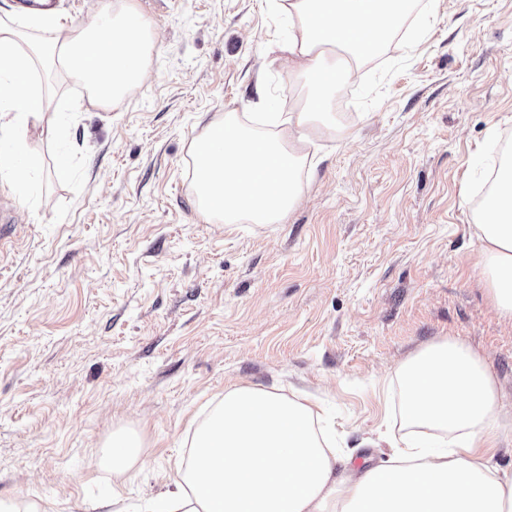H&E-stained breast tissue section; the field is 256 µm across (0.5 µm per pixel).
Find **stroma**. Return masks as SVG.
Masks as SVG:
<instances>
[{
	"label": "stroma",
	"instance_id": "35a3bbf8",
	"mask_svg": "<svg viewBox=\"0 0 512 512\" xmlns=\"http://www.w3.org/2000/svg\"><path fill=\"white\" fill-rule=\"evenodd\" d=\"M157 34L144 82L111 108L39 73L26 189L0 180V503L144 512L233 385L315 396L339 454L388 459L404 421L396 365L456 338L512 413V322L480 273L476 216L512 143V0H418L313 135L302 200L278 224L203 219L190 146L234 111L292 106L284 16L269 0H133ZM69 126L65 142L49 130ZM143 438L115 477L114 431Z\"/></svg>",
	"mask_w": 512,
	"mask_h": 512
}]
</instances>
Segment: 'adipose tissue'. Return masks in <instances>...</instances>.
I'll return each mask as SVG.
<instances>
[{
	"mask_svg": "<svg viewBox=\"0 0 512 512\" xmlns=\"http://www.w3.org/2000/svg\"><path fill=\"white\" fill-rule=\"evenodd\" d=\"M413 0H277L295 35L286 50L299 88L287 134L261 133L237 113L192 143V188L207 219L273 224L303 196L296 151L315 127H336L332 95L395 37ZM16 14H0V175L26 185L34 167L23 133L45 102L36 67L65 69L102 107L146 77L155 35L132 6L97 10L87 24L26 42ZM481 273L497 314L512 321V159L504 158L477 213ZM402 414L448 435L430 452L408 441L384 464L341 459L314 429L313 407L265 388L232 386L195 430L189 451L148 512H512V471L486 454L512 433L485 359L462 341L434 342L402 361Z\"/></svg>",
	"mask_w": 512,
	"mask_h": 512,
	"instance_id": "1",
	"label": "adipose tissue"
}]
</instances>
